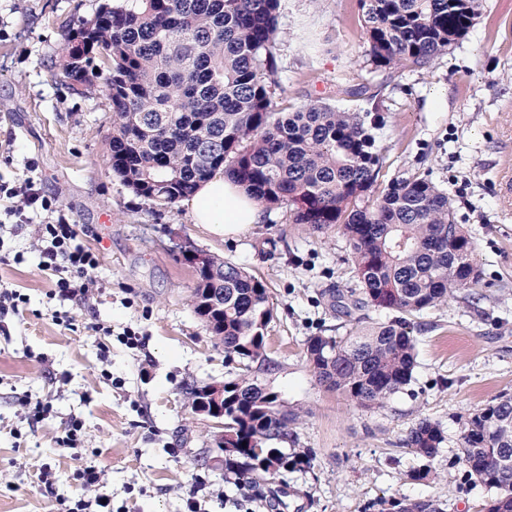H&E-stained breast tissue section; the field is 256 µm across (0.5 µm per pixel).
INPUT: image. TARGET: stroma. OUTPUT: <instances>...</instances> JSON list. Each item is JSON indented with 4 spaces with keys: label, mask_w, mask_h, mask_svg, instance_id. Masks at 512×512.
I'll use <instances>...</instances> for the list:
<instances>
[{
    "label": "stroma",
    "mask_w": 512,
    "mask_h": 512,
    "mask_svg": "<svg viewBox=\"0 0 512 512\" xmlns=\"http://www.w3.org/2000/svg\"><path fill=\"white\" fill-rule=\"evenodd\" d=\"M101 2L0 0V184L30 179L56 201L20 226L6 212L18 199L0 200V247L23 257L0 264V286L26 299L0 317V512H61L99 495L112 512H366L390 498L483 512L492 492L466 478L459 439L468 413L512 397V197L500 193L512 176V0H483L468 33L415 69L375 66L359 0L278 2L277 110L322 101L379 116L380 183L428 174L470 234L481 273L479 300L419 316L414 380L375 410L321 387L304 357L308 337L346 332L329 305L332 291L358 286L340 229L310 233L282 206L218 238L184 204L158 210L113 176L110 101L69 92L58 65L68 29ZM61 216L99 256L81 300L53 296L39 268L34 227ZM187 247L257 273L269 289L275 366L256 361L249 374L300 419L279 444L292 466L256 488L225 472L211 420L187 400L188 385L239 376L194 311ZM30 401L51 409L30 418ZM423 417L446 441L436 479L413 482L423 461L401 441ZM73 418L81 440L60 448ZM89 465L99 473L91 487L78 477Z\"/></svg>",
    "instance_id": "35a3bbf8"
}]
</instances>
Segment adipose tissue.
I'll use <instances>...</instances> for the list:
<instances>
[{"label":"adipose tissue","mask_w":512,"mask_h":512,"mask_svg":"<svg viewBox=\"0 0 512 512\" xmlns=\"http://www.w3.org/2000/svg\"><path fill=\"white\" fill-rule=\"evenodd\" d=\"M185 205L194 223L219 237L244 233L266 217L262 204L219 173L201 182Z\"/></svg>","instance_id":"adipose-tissue-1"}]
</instances>
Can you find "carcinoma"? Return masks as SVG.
Instances as JSON below:
<instances>
[{"instance_id": "cac0c4a2", "label": "carcinoma", "mask_w": 512, "mask_h": 512, "mask_svg": "<svg viewBox=\"0 0 512 512\" xmlns=\"http://www.w3.org/2000/svg\"><path fill=\"white\" fill-rule=\"evenodd\" d=\"M278 0H114L65 37L67 89H98L112 108L107 159L135 195L166 209L220 172L268 208L314 233L343 226L359 288L330 295L350 318L365 307L392 317L336 336H311L316 381L366 409L410 385L417 340L412 318L467 299L480 278L473 242L455 223L448 195L426 175L379 187L382 167L366 117L323 102L277 112ZM378 67H423L463 37L482 0H360ZM224 278V317L210 333L227 364L267 360L268 288L244 268L212 256ZM298 414L247 375L224 390V468L251 473L288 466L270 444L288 439ZM445 436L421 418L402 441L426 461L408 474L430 478ZM465 473L494 491L483 512H512V398L468 415L460 436ZM376 512H443L435 499H382Z\"/></svg>"}]
</instances>
